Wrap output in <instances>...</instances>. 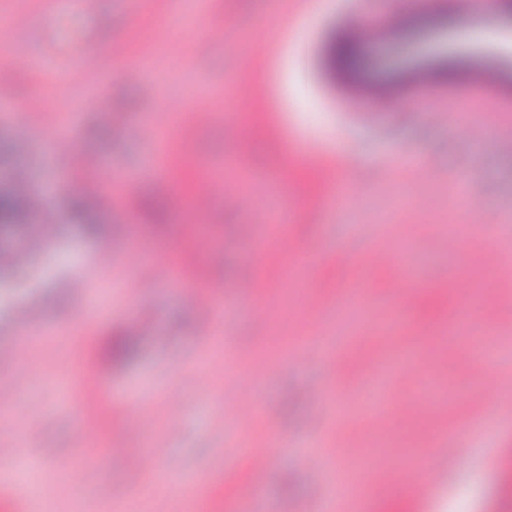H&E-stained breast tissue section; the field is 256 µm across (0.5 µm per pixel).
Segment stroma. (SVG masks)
<instances>
[{"instance_id": "stroma-1", "label": "stroma", "mask_w": 512, "mask_h": 512, "mask_svg": "<svg viewBox=\"0 0 512 512\" xmlns=\"http://www.w3.org/2000/svg\"><path fill=\"white\" fill-rule=\"evenodd\" d=\"M15 2L25 53L8 55L13 80L0 84V188L23 173L33 212L52 213L54 229L26 262L14 256L32 226L0 233V388L21 372L34 377L0 409V445L23 438L45 512H181V474L212 480L196 512H332L340 475L364 486L347 512L408 501L415 512H512L502 494L512 477V12L502 0L481 9L475 0H336L325 11L316 0H98L92 12L81 0ZM202 12L215 31L207 40L192 21ZM338 37L359 43L358 68L334 62ZM146 47L148 75L132 65ZM449 54L459 60L451 76L442 71ZM104 59L111 71L99 69ZM76 62L85 74L74 79ZM151 119L187 157L161 176L149 168L155 143L131 131ZM68 150L84 159L72 173ZM228 179L242 198L226 195ZM342 180L350 190L337 208L327 199ZM91 181L113 190L72 217ZM196 191L210 198L202 215L191 207ZM150 201L165 204L163 222ZM285 206L312 261L303 279L289 277L288 256L253 250L268 237L253 208ZM126 235L146 257L185 264L188 285L139 281ZM104 248L113 262L100 274L93 259ZM342 249L354 253L352 267L337 262ZM378 251L397 259L370 264ZM352 272L371 302L400 304L406 335L380 337L368 315L341 360L284 358L296 337L338 336L340 287ZM459 275L463 297L448 292ZM83 278L86 294L76 291ZM244 279L254 287L241 296ZM211 285L223 288L219 317L194 299ZM459 308L479 314L489 337L480 361L457 355L469 339L451 321ZM121 333L133 357L103 361ZM410 339L429 358L417 373L386 374ZM259 360L270 363L253 382L259 420L222 415L233 402L226 385ZM492 369L504 386L499 408L486 409ZM91 373L112 387L92 447L74 412ZM379 374L387 406L375 419L365 396ZM337 383L352 409L342 419ZM426 389L447 397L442 413L395 423ZM128 398L144 402L135 451L162 449L163 466L132 472L113 456ZM438 439L455 453L438 454ZM258 444L271 468L249 501L240 488L250 465L238 451ZM428 467L436 484L403 492L405 471Z\"/></svg>"}]
</instances>
